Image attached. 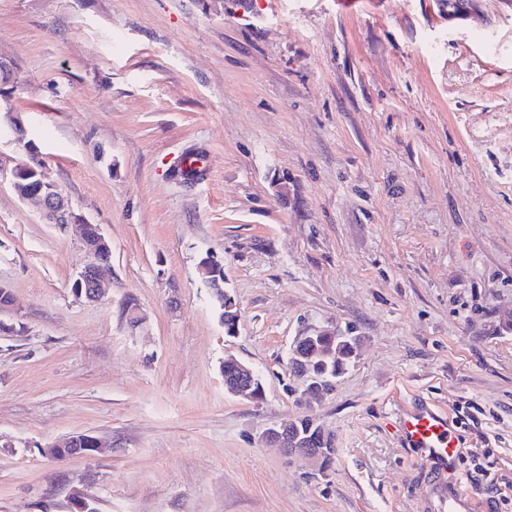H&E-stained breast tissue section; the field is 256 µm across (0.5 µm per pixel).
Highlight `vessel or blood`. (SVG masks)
<instances>
[{
    "label": "vessel or blood",
    "instance_id": "1",
    "mask_svg": "<svg viewBox=\"0 0 512 512\" xmlns=\"http://www.w3.org/2000/svg\"><path fill=\"white\" fill-rule=\"evenodd\" d=\"M398 427L405 445L416 449L434 468L437 512H476L474 498L460 481L448 477L459 454V441L447 415L431 408L414 409L400 416Z\"/></svg>",
    "mask_w": 512,
    "mask_h": 512
}]
</instances>
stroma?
<instances>
[{
	"label": "stroma",
	"mask_w": 512,
	"mask_h": 512,
	"mask_svg": "<svg viewBox=\"0 0 512 512\" xmlns=\"http://www.w3.org/2000/svg\"><path fill=\"white\" fill-rule=\"evenodd\" d=\"M0 57V126L112 247L109 295L77 298L90 258L18 198L25 153L0 138V512L77 491L98 512H436L395 429L425 405L471 496L512 512V0H0ZM348 330L356 360L301 405L294 338ZM230 356L259 400L225 390ZM303 414L328 470L258 441ZM80 433L108 451H40Z\"/></svg>",
	"instance_id": "obj_1"
}]
</instances>
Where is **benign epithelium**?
<instances>
[{"label":"benign epithelium","mask_w":512,"mask_h":512,"mask_svg":"<svg viewBox=\"0 0 512 512\" xmlns=\"http://www.w3.org/2000/svg\"><path fill=\"white\" fill-rule=\"evenodd\" d=\"M26 166L21 162L11 170L13 185L22 200L35 205L42 217L51 224H57L63 229L75 230L88 252L92 261L81 271L76 279L79 296L89 302L101 299L107 292V284L101 276V267L110 260L111 246L103 235L100 227L86 221L81 215L74 212L69 202L63 196L59 186L50 180L45 171H39L36 182L23 185L18 180L19 170ZM306 336H298L293 341L288 365L294 377L301 382L299 400L306 404L314 397L328 394V389L334 386L331 380H320L310 373L305 354ZM237 371L233 376L224 379L225 389L233 394L258 399L262 391L257 389V372L241 363H236ZM260 442L274 445L289 454H294L308 463L323 468L328 457L324 448H314L304 437L293 431L292 423L273 425L259 436Z\"/></svg>","instance_id":"obj_1"}]
</instances>
